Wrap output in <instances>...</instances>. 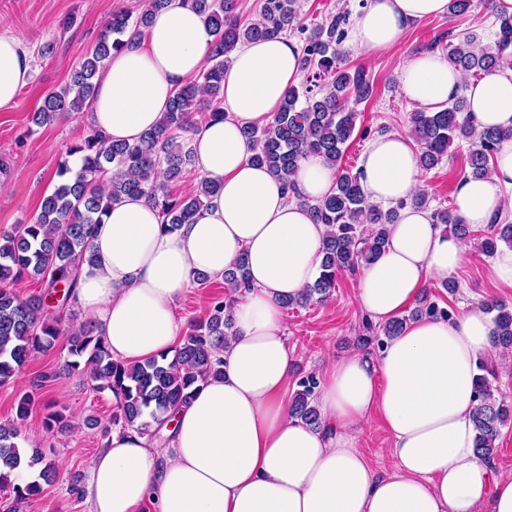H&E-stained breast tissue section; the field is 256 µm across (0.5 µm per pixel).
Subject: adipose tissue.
I'll list each match as a JSON object with an SVG mask.
<instances>
[{
  "label": "adipose tissue",
  "mask_w": 512,
  "mask_h": 512,
  "mask_svg": "<svg viewBox=\"0 0 512 512\" xmlns=\"http://www.w3.org/2000/svg\"><path fill=\"white\" fill-rule=\"evenodd\" d=\"M447 12L448 0H366L350 40L363 54H379L414 23ZM210 42L187 0H170L139 38L112 53L91 103V130L110 142L137 141L202 69ZM298 56L285 36L231 52L225 115H197L191 134L194 167L217 187L193 223L168 229L155 205L129 196L95 228L73 307L93 321L114 358L140 364L172 352L183 332L177 303L197 274L220 279L241 264L249 286L232 309L222 376L172 410L157 438L110 431L90 467L87 512H512V475L498 473L476 448L477 364L489 359L512 369L481 307L407 322L379 351L330 360L319 375L320 426L292 413L294 351L282 302L320 273L328 228L314 223L308 205L330 191L333 171L308 156L285 188L253 163L243 130L266 125L299 83ZM31 73L26 40L0 34V111L13 108ZM400 89L432 110L462 94L479 127L512 126L511 68L469 82L424 52L402 66ZM359 170L368 199L398 210L384 252L359 273L360 308L385 323L426 282L456 275L469 246L434 224L430 209L407 206L423 187L411 136L372 139ZM455 212L469 225L512 216V139L498 144L488 177L459 182ZM374 415L392 441L393 469L385 474L360 447Z\"/></svg>",
  "instance_id": "obj_1"
}]
</instances>
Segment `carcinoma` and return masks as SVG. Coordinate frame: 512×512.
Segmentation results:
<instances>
[{
	"label": "carcinoma",
	"instance_id": "cac0c4a2",
	"mask_svg": "<svg viewBox=\"0 0 512 512\" xmlns=\"http://www.w3.org/2000/svg\"><path fill=\"white\" fill-rule=\"evenodd\" d=\"M169 2L147 0L145 9L135 17L127 11L112 14L108 34L75 69L67 86L45 96L34 112L33 122L43 126L81 110L92 98L111 53L127 44L126 37L133 38L147 28ZM190 2L205 17L212 36L211 48L204 68L177 90L159 125L133 144H107L94 133L71 144L68 155L77 157L78 171L63 162L58 169L60 183L43 197L39 212L27 223L0 233V385L15 379L31 358L53 348L60 337L67 338L68 360L60 371L41 374L31 382L17 404L19 420L27 417L45 383L63 373L80 371L97 382V389L119 395L113 425L123 429L135 426L143 434L156 436L154 425L166 412L189 402L198 384L222 374L217 353L224 348L231 326L233 293L247 284L242 263L224 273L229 292L215 299L208 318L193 326L168 362L154 359L128 366L112 358L104 336L91 322L66 333L63 312L70 308L79 263L86 256L95 226L102 223L113 203L127 195L143 194L159 209L162 223L174 229L192 223L204 200L214 193V187L202 180L194 194L176 199L169 194L168 186L193 165L192 149L179 139V133L191 129L193 115L203 111L214 117L224 115V71L236 45L294 31L306 34L299 54L302 83L288 89L280 110L266 126L249 127L244 134L255 146L253 162L288 187L293 186L290 176L298 161L309 155L324 158L334 169L329 193L308 204L317 223L331 228L323 243L320 276L298 298L283 305L328 299L336 288L338 274L355 273L382 253L387 225L396 222L398 207L384 211L370 203L360 183V172L341 167L358 116L350 104L365 102L373 94L371 76L362 67L345 65L338 49L345 38L349 12L330 15L310 29L301 18L298 0H262L260 19L249 23L241 22L239 0ZM497 21L499 31L493 44L476 50L468 36L445 45L444 59L471 76L501 68L512 53V15L499 13ZM466 112L467 100L458 96L443 110L421 109L411 114L410 133L419 146L421 168H434L448 155L450 147L466 143L469 175L481 178L491 173L496 147L501 140L512 138V128L479 129ZM433 217L435 223L449 227L460 238L471 234L470 226L449 208L433 212ZM502 243L512 247V224H501L495 218L481 237L480 250L493 256ZM24 278L41 280L44 290L37 295H20L16 284ZM484 308L493 314L497 325L496 345L512 350V309L497 302H487ZM423 316L448 319L452 312L425 303L410 315L386 323L378 333L365 326L366 334L358 337V346L368 350L380 347L384 339L398 335L408 320ZM478 369L476 445L481 456L491 461L500 427L512 419V407L494 396L486 365L481 363ZM316 387L314 376H308L298 382L292 398L295 417L309 426L319 425ZM18 437L16 424H0V464L11 470L22 463ZM36 464L42 465L40 476L44 481L56 478L55 462L34 448L29 465ZM5 487L18 504L42 493L40 483L16 484L9 474L0 471V489Z\"/></svg>",
	"mask_w": 512,
	"mask_h": 512
}]
</instances>
